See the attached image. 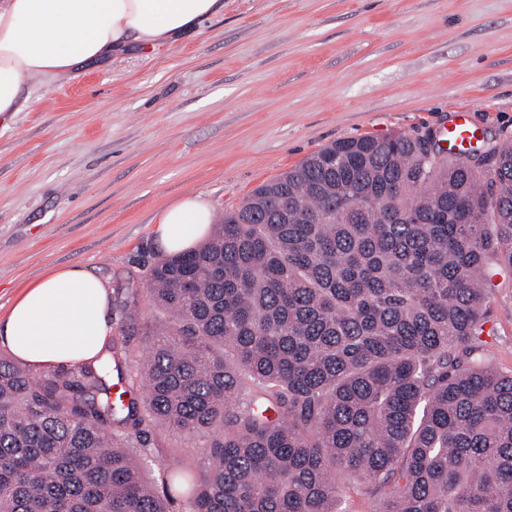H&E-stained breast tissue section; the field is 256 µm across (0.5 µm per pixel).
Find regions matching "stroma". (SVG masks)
I'll return each mask as SVG.
<instances>
[{"mask_svg":"<svg viewBox=\"0 0 512 512\" xmlns=\"http://www.w3.org/2000/svg\"><path fill=\"white\" fill-rule=\"evenodd\" d=\"M463 110L487 145L512 133V0H224L176 45L85 63L0 117V320L48 269L90 271L133 374L160 209L199 194L217 217L331 142L439 132ZM497 283L487 340L512 369V276ZM147 438L150 478L208 463L201 439Z\"/></svg>","mask_w":512,"mask_h":512,"instance_id":"35a3bbf8","label":"stroma"}]
</instances>
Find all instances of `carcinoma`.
<instances>
[{"label": "carcinoma", "mask_w": 512, "mask_h": 512, "mask_svg": "<svg viewBox=\"0 0 512 512\" xmlns=\"http://www.w3.org/2000/svg\"><path fill=\"white\" fill-rule=\"evenodd\" d=\"M484 162L406 133L333 142L155 260L163 314L122 356L34 373L0 353V512H512V370L483 339L512 272V136ZM210 448L147 481L150 424ZM337 481L343 489L342 507L344 510L347 512H372L376 505L375 498L367 493L361 484L344 474H338Z\"/></svg>", "instance_id": "carcinoma-1"}]
</instances>
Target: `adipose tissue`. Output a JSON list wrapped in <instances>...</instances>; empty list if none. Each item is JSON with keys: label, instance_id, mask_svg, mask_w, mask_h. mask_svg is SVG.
<instances>
[{"label": "adipose tissue", "instance_id": "adipose-tissue-1", "mask_svg": "<svg viewBox=\"0 0 512 512\" xmlns=\"http://www.w3.org/2000/svg\"><path fill=\"white\" fill-rule=\"evenodd\" d=\"M224 0H0V114L19 109L23 94L86 62L134 46L174 45L223 12ZM211 204L182 198L155 219L156 242L168 255L208 235ZM110 292L79 268L55 270L14 300L0 338L29 366L50 369L96 362L112 338Z\"/></svg>", "mask_w": 512, "mask_h": 512}]
</instances>
